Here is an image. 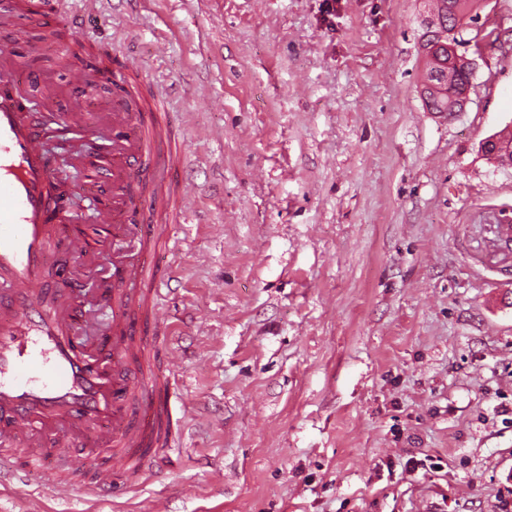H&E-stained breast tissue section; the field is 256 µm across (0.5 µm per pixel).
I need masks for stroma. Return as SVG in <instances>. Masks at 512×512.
<instances>
[{"instance_id":"1","label":"stroma","mask_w":512,"mask_h":512,"mask_svg":"<svg viewBox=\"0 0 512 512\" xmlns=\"http://www.w3.org/2000/svg\"><path fill=\"white\" fill-rule=\"evenodd\" d=\"M424 0H66L58 43L119 44L186 156L157 324L189 408L149 481L57 494L61 458L15 470L0 512H512V0L452 119L420 97ZM71 207L93 195L48 133Z\"/></svg>"}]
</instances>
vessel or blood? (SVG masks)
Returning <instances> with one entry per match:
<instances>
[{
  "instance_id": "1",
  "label": "vessel or blood",
  "mask_w": 512,
  "mask_h": 512,
  "mask_svg": "<svg viewBox=\"0 0 512 512\" xmlns=\"http://www.w3.org/2000/svg\"><path fill=\"white\" fill-rule=\"evenodd\" d=\"M56 0H0V461L21 469L68 451L73 471H83L82 449L99 446L94 477L84 491L105 497L118 476L137 478L152 470L171 442L170 402L176 382L154 367L145 337L132 314L155 312L164 279L155 274L161 232L145 233L136 215L150 197L161 223H180L190 192L161 175L182 164L170 148L167 109L144 99L129 79L121 52L112 55V109L128 135L100 175L112 180V200L97 205V223L133 236L143 259L112 266V287L103 291L110 309L109 339L88 347L78 337L84 318L80 281L54 275L45 260L48 223L71 217L69 202L52 192L54 170L46 160L39 124L29 102L42 92L36 74L22 76L7 60L13 44L31 43L27 20L55 8ZM48 367L51 382L36 379L26 363Z\"/></svg>"
}]
</instances>
